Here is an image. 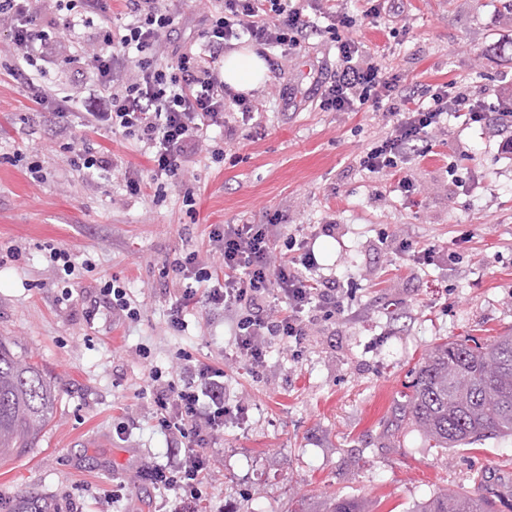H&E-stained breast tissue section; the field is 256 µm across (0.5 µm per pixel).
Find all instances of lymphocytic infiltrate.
Returning a JSON list of instances; mask_svg holds the SVG:
<instances>
[{
	"mask_svg": "<svg viewBox=\"0 0 512 512\" xmlns=\"http://www.w3.org/2000/svg\"><path fill=\"white\" fill-rule=\"evenodd\" d=\"M123 2L124 11L115 14L110 0H0V32L9 35L15 76L61 61L77 75L94 77L98 87L88 97L81 122L108 127L140 144L151 169L149 177H142L87 142L69 144L71 165L90 174L121 172L129 196L149 194L159 202L193 156L206 149L212 159H223L224 143L236 132L230 112L247 118L256 110L247 96L225 84L224 52L244 38L261 51L297 48L310 21L300 0H221L203 18L205 44L193 52L182 49V16L166 0ZM325 2L338 64L319 83L320 110L356 112L367 106L383 112L388 126L361 158L362 170L373 175L400 171L412 156L426 152L430 135L454 112L485 126L495 119L512 125V111L491 115L477 92L458 90L453 82L437 86L426 104L409 95L393 99L398 76L350 38L356 17L337 9L336 0ZM107 14L110 25L94 28L95 17ZM213 127L223 129V139L207 141ZM284 230L277 214L261 224L212 225L209 241L224 262V276L215 278L197 253L175 259L172 270L182 286L169 308V326L181 330L186 312L200 305L223 309L237 357L256 374L267 365L272 341L299 348L311 325L345 318V300L357 281L318 276L312 243L285 237ZM283 238L292 258L281 262L277 244ZM179 358L178 379L165 381L155 373L146 386L159 425L178 446L177 458L137 469L139 482L160 495L156 512H199L210 467L207 450L226 417L246 412L243 404L225 400L223 367L187 352Z\"/></svg>",
	"mask_w": 512,
	"mask_h": 512,
	"instance_id": "obj_1",
	"label": "lymphocytic infiltrate"
}]
</instances>
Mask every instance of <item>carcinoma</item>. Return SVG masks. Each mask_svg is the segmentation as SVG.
I'll use <instances>...</instances> for the list:
<instances>
[{
	"label": "carcinoma",
	"instance_id": "carcinoma-1",
	"mask_svg": "<svg viewBox=\"0 0 512 512\" xmlns=\"http://www.w3.org/2000/svg\"><path fill=\"white\" fill-rule=\"evenodd\" d=\"M55 388L25 353L0 340V458L32 447L53 412ZM398 421L436 448L472 445L512 435V335L490 343L446 342L418 364ZM318 512H370L352 498H329ZM414 512H492L489 501L466 492H440Z\"/></svg>",
	"mask_w": 512,
	"mask_h": 512
}]
</instances>
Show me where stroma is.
<instances>
[{
  "mask_svg": "<svg viewBox=\"0 0 512 512\" xmlns=\"http://www.w3.org/2000/svg\"><path fill=\"white\" fill-rule=\"evenodd\" d=\"M404 26L386 16L350 33L400 75L398 91L425 94L454 81L481 89L498 109L512 83V0H403ZM313 21L301 49L263 55L269 78L254 90L261 108L237 121L224 159L201 154L167 186L164 203L126 195L118 174L87 178L65 145L83 140L148 174L139 147L103 127L72 122L60 130L51 113L31 109L32 88L0 74V338L31 354L56 386L52 418L25 453L0 459V497L51 501L63 493L84 512H148L145 484L105 505L112 480L141 462L166 463L176 443L155 418L142 389L152 372L171 379L177 354L223 364L225 394L247 404L246 421L225 420L211 448L202 512H292L297 499L353 497L373 512H412L448 490L485 495L512 487V437L442 451L414 431L393 433L412 372L437 345L466 336L512 334V154L498 137L463 118L450 119L426 155L403 169L415 186L397 192L359 160L386 132L382 113L324 112L317 78L336 68L337 49ZM37 155L47 172L34 182L17 150ZM192 194L194 206L183 197ZM283 215L287 230L319 234V273L353 275L349 317L311 326L301 351L273 342L262 377L234 357L220 309L167 326L179 280L170 268L195 252L213 266L214 224H260ZM429 252L418 264L397 255L400 239ZM68 251L65 273L50 248ZM116 281L141 306L138 321L83 313L105 282ZM70 300H63L64 288ZM124 433H117V426ZM484 473L488 485L473 481Z\"/></svg>",
  "mask_w": 512,
  "mask_h": 512,
  "instance_id": "1",
  "label": "stroma"
}]
</instances>
